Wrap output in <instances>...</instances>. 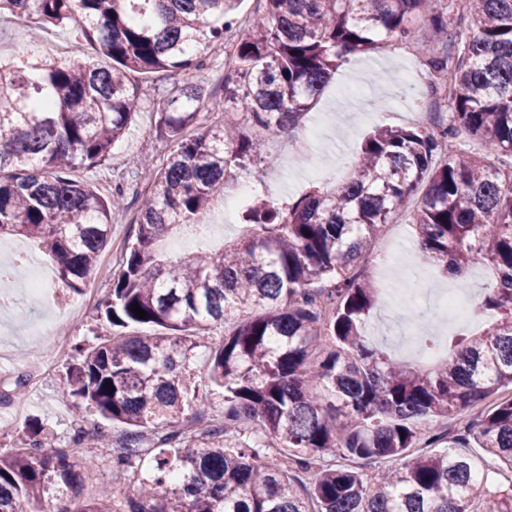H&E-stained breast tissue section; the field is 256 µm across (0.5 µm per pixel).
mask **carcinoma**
I'll use <instances>...</instances> for the list:
<instances>
[{
    "label": "carcinoma",
    "mask_w": 512,
    "mask_h": 512,
    "mask_svg": "<svg viewBox=\"0 0 512 512\" xmlns=\"http://www.w3.org/2000/svg\"><path fill=\"white\" fill-rule=\"evenodd\" d=\"M238 6L0 0L35 29L77 22L76 51L99 55L48 64L23 46L0 74V236L37 240L69 291L81 292L112 213L126 208L122 187L105 198L72 173L124 136L137 112L128 74H192ZM258 11L224 78L230 105L192 138L183 133L202 116L201 86L186 82L160 110L157 135L176 149L142 173L136 231L100 316L109 329L68 354L63 399L121 427L117 447L100 426L78 427L68 449L27 426L24 447L0 448V512H114L112 485L74 494L99 458L117 479L137 476L120 512H512V483L485 488L474 506L477 457L460 451L472 439L512 469V398L451 435L420 427L512 387V0H258ZM422 17L435 38L421 54L432 71L451 69L448 123L378 129L342 183L286 204L256 192L240 213L248 237L162 266L156 244L169 230L195 225L240 172L273 164L254 157L242 124L265 135L298 126L345 53L374 52ZM462 134L488 153L445 156ZM401 210L413 214L420 264L456 275L479 257L496 271L478 305L487 330L428 337L443 352L432 368L367 336L376 289L358 263ZM247 310L257 314L208 347L197 380L207 330ZM211 396L224 404L218 424L187 426ZM88 436L97 452L80 463Z\"/></svg>",
    "instance_id": "obj_1"
}]
</instances>
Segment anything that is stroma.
<instances>
[{"label": "stroma", "mask_w": 512, "mask_h": 512, "mask_svg": "<svg viewBox=\"0 0 512 512\" xmlns=\"http://www.w3.org/2000/svg\"><path fill=\"white\" fill-rule=\"evenodd\" d=\"M73 34L70 27L40 32L17 21H2L0 62L10 63L14 48L32 41L40 46L67 50L73 44ZM431 37L428 22L421 20L412 24L410 35L403 41L382 45L375 52L343 64L299 126L270 139H258L257 154L275 160L274 166L264 173L263 194L284 202L310 186L338 181L345 175L348 161L360 152L366 138L376 128L414 127L413 114L422 107L423 96L409 98L404 86L387 80L385 74L412 64L426 68L427 61L419 47ZM205 61L204 68L190 76L171 71L132 74L131 82L138 89V110L132 124L105 161L91 168H76L75 178L104 197L111 196L118 185L123 186L126 198L143 194L147 186L138 177L141 168L147 164L160 167L174 148L173 141L156 135L158 112L166 100L190 79L212 90L213 96L208 102L211 113L224 109L223 45L211 46ZM373 100L384 102L383 111L370 109L369 103ZM314 126L320 129L315 163L296 162L283 166L280 161L283 152L304 143L306 131ZM134 217L131 209L113 214L108 242L81 294L75 295L62 288L56 296L0 311V392L12 389L17 378L27 381L23 400L0 403V448L20 447L22 429L33 422L41 423L60 448L70 447L74 428L98 424L97 416L69 410L61 403L60 384L67 358L47 339L30 335L29 326L55 318L68 322L69 342L82 341L89 346L95 343L97 334L103 330L97 318L98 309L112 288L121 252L132 234ZM417 250L411 214L401 211L382 227L365 262L366 271L377 287L370 330L381 348L397 345L406 334L403 309L387 302L389 295L404 288V273L419 272L427 283L439 289L456 285L455 280L444 278L437 266L415 268Z\"/></svg>", "instance_id": "35a3bbf8"}]
</instances>
